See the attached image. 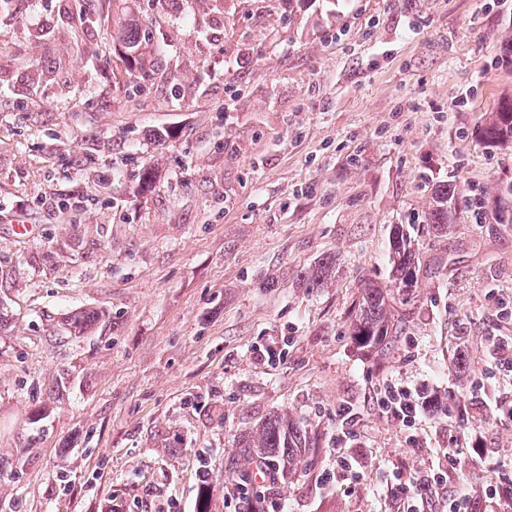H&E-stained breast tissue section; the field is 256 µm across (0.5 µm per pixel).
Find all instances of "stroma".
Instances as JSON below:
<instances>
[{"mask_svg":"<svg viewBox=\"0 0 512 512\" xmlns=\"http://www.w3.org/2000/svg\"><path fill=\"white\" fill-rule=\"evenodd\" d=\"M124 8L160 69L113 76L110 0L0 5V512H196L203 467L211 512H234L235 438L278 410L317 446L252 481L261 512H387L373 485L324 489L338 454L382 473L454 434L512 461L491 357L512 338V148L481 135L512 100V0ZM397 224L419 259L377 357L350 324ZM328 256L331 282H304ZM82 310L99 317L77 337L62 318ZM387 380L448 403L417 443L375 406ZM453 194L454 189L452 190V186L448 185L438 190L432 197V202H430L432 206L430 215L434 223L433 226L440 233H447L450 226L448 222V202Z\"/></svg>","mask_w":512,"mask_h":512,"instance_id":"obj_1","label":"stroma"}]
</instances>
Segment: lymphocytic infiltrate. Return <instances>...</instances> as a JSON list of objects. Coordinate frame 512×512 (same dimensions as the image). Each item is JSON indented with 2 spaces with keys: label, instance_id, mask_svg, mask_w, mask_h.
I'll use <instances>...</instances> for the list:
<instances>
[{
  "label": "lymphocytic infiltrate",
  "instance_id": "obj_1",
  "mask_svg": "<svg viewBox=\"0 0 512 512\" xmlns=\"http://www.w3.org/2000/svg\"><path fill=\"white\" fill-rule=\"evenodd\" d=\"M433 401V396L389 383L378 408L380 414L410 429L422 408ZM475 466L491 474L483 491L455 486V479ZM380 492L395 504L396 512H512V470L493 460L489 449L479 448L471 454L452 441L435 449L428 465L393 468L382 479Z\"/></svg>",
  "mask_w": 512,
  "mask_h": 512
}]
</instances>
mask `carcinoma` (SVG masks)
<instances>
[{
    "label": "carcinoma",
    "instance_id": "obj_1",
    "mask_svg": "<svg viewBox=\"0 0 512 512\" xmlns=\"http://www.w3.org/2000/svg\"><path fill=\"white\" fill-rule=\"evenodd\" d=\"M119 40L124 48L120 56L124 71L151 69L156 65L147 40L138 36V24L133 19L120 22ZM485 138L499 144L512 145V101L504 103L485 126ZM454 194L448 185L432 197L431 219L435 230L448 231V202ZM418 262V243L401 225L393 229L389 265L390 284L368 281L361 289L357 310L351 322V336L363 349L382 352L387 338L395 333L390 299L393 289L403 290L411 284ZM311 283L323 286L331 279V266L319 265L306 272ZM94 312L73 313L65 318L69 333L80 336L95 321ZM235 447L246 461L265 458L273 462L275 474L286 478L296 472L306 450L314 447L307 430L285 412H274L251 431L238 436Z\"/></svg>",
    "mask_w": 512,
    "mask_h": 512
}]
</instances>
